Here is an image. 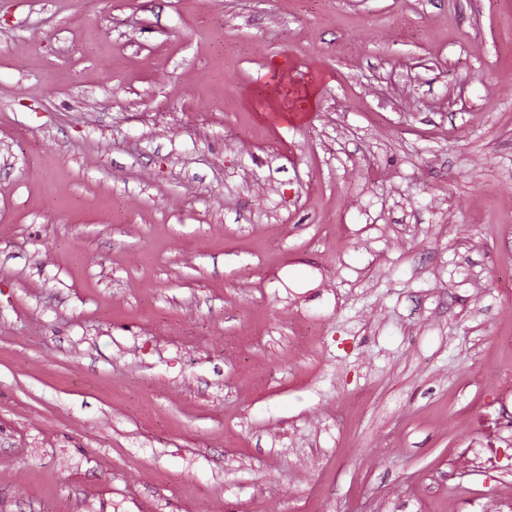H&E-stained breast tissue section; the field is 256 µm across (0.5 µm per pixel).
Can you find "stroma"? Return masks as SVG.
I'll return each mask as SVG.
<instances>
[{
  "label": "stroma",
  "mask_w": 512,
  "mask_h": 512,
  "mask_svg": "<svg viewBox=\"0 0 512 512\" xmlns=\"http://www.w3.org/2000/svg\"><path fill=\"white\" fill-rule=\"evenodd\" d=\"M0 512H512V0H0Z\"/></svg>",
  "instance_id": "35a3bbf8"
}]
</instances>
